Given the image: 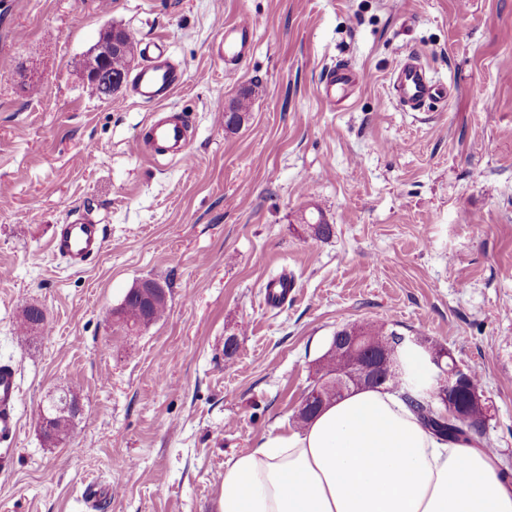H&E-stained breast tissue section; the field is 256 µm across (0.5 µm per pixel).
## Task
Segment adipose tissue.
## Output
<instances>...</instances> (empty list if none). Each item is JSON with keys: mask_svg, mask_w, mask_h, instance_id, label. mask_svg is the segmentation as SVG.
Returning a JSON list of instances; mask_svg holds the SVG:
<instances>
[{"mask_svg": "<svg viewBox=\"0 0 512 512\" xmlns=\"http://www.w3.org/2000/svg\"><path fill=\"white\" fill-rule=\"evenodd\" d=\"M219 512H512L487 451L438 441L396 394L365 388L224 464Z\"/></svg>", "mask_w": 512, "mask_h": 512, "instance_id": "1", "label": "adipose tissue"}]
</instances>
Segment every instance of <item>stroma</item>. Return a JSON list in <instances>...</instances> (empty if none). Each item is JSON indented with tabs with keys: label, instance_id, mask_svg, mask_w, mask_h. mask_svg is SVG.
<instances>
[{
	"label": "stroma",
	"instance_id": "35a3bbf8",
	"mask_svg": "<svg viewBox=\"0 0 512 512\" xmlns=\"http://www.w3.org/2000/svg\"><path fill=\"white\" fill-rule=\"evenodd\" d=\"M247 16L250 56L218 66L213 43ZM111 27L162 38L183 68L164 106L194 128L185 157L138 154L154 107L128 88L89 94L80 63ZM410 54L448 90L418 112L390 82ZM339 61L366 81L334 110L320 82ZM80 215L106 242L76 271L48 242ZM315 217L329 238L308 236ZM280 277L295 290L266 306ZM144 279L169 285L166 314L119 329ZM30 305L46 322L25 338ZM369 322L477 371L480 440L512 453V0L0 6V363L19 386L0 512H218L227 459L296 430L337 330ZM70 387L82 411L46 446L40 413ZM254 93L255 90L253 88L244 89L239 97L231 102L229 105L231 112H224V125L227 128L226 130L233 132L240 127L243 116L250 110Z\"/></svg>",
	"mask_w": 512,
	"mask_h": 512
}]
</instances>
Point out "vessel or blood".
I'll list each match as a JSON object with an SVG mask.
<instances>
[{"mask_svg":"<svg viewBox=\"0 0 512 512\" xmlns=\"http://www.w3.org/2000/svg\"><path fill=\"white\" fill-rule=\"evenodd\" d=\"M254 25L240 20L225 25L224 31L213 49V57L219 65H237L251 52ZM145 64L135 74L131 90L134 98L147 104H160L170 98L184 81V71L172 62L162 41H142L138 44ZM360 76L350 65L339 63L328 68L322 83V95L329 107L336 108L351 96ZM391 81L399 105L406 111L415 112L429 101L445 97L447 89L428 75L413 58L400 61L391 74ZM157 154L173 159L182 158L189 146V122L186 117L172 114L147 123L139 139ZM106 239L104 225L89 220L75 219L57 225L51 238V251L75 269L97 256ZM18 397L16 372L12 366L0 364V443H13L18 432L15 404Z\"/></svg>","mask_w":512,"mask_h":512,"instance_id":"b4317fda","label":"vessel or blood"}]
</instances>
